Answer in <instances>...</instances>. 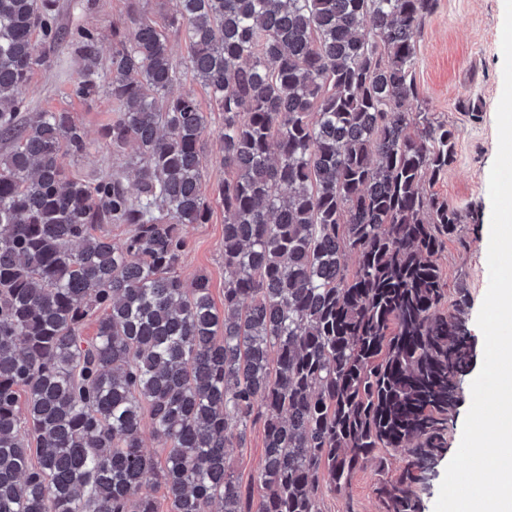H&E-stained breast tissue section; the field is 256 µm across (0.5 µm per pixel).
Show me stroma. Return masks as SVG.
Here are the masks:
<instances>
[{
    "instance_id": "obj_1",
    "label": "stroma",
    "mask_w": 512,
    "mask_h": 512,
    "mask_svg": "<svg viewBox=\"0 0 512 512\" xmlns=\"http://www.w3.org/2000/svg\"><path fill=\"white\" fill-rule=\"evenodd\" d=\"M130 0H57L58 21L69 30L86 28L98 37L101 61L112 52V28L122 23ZM504 22V0H439L415 37L417 65L415 78L421 98L436 121L456 133V159L433 185V192L464 211H475L477 219H465L456 234L445 241L437 262L446 283L448 301L465 300V316L477 355L461 381L460 403L448 422L447 444L438 457L428 484L415 486L423 512H434L445 469L455 454L463 424L471 406V383L479 373L484 340L476 319L488 289L487 249L491 201L489 173L498 149L497 106L503 87V54L499 45ZM47 62L35 69L30 81L19 92L28 112H71L84 128L90 144L88 153L69 159L75 177L95 181L120 172L127 181L135 173L127 157L114 153L106 128L114 116L112 100L100 96L84 102L73 96L72 86L80 70V59L70 44L47 51ZM178 91L194 94L209 120V131L202 143V183L211 211L207 223L186 224L181 228L190 250L180 274L185 284L207 276L216 309L224 307V206L215 189L224 180L218 134L224 116L214 106L207 90L183 76ZM473 100L481 108L480 120H471L461 103ZM264 455L262 424L251 426L243 446L228 449L226 464L242 486L258 484ZM409 459L408 452H385L358 469L347 492L321 491V512H385L377 494L385 482L397 480Z\"/></svg>"
}]
</instances>
